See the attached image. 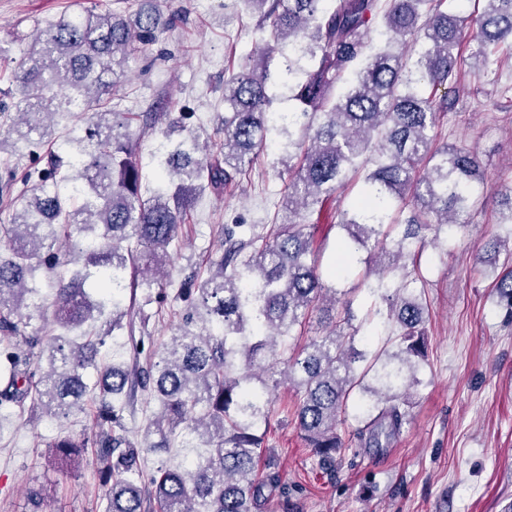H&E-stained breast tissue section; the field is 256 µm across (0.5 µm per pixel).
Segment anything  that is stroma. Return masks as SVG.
I'll return each instance as SVG.
<instances>
[{
	"mask_svg": "<svg viewBox=\"0 0 512 512\" xmlns=\"http://www.w3.org/2000/svg\"><path fill=\"white\" fill-rule=\"evenodd\" d=\"M92 3L104 11L113 0H0V46L19 65L36 29ZM153 3L175 23L130 56L114 102L126 112L160 105L193 113L194 133L219 148L228 48L252 51L264 45L266 34L241 0ZM505 84H512V57L481 79L466 78L435 130L437 144L477 148L485 184L467 227L455 230L446 247L428 246L421 253L428 350L421 383L409 396L408 423L389 448L346 451L331 474L301 435L293 389L281 385L266 450L280 489L269 496L265 512H503L512 503V321H505L497 304V272L482 249L484 237L499 230V192L512 187V101L497 93ZM277 158L275 151L264 152L249 181L202 196L171 254L170 281L179 282L185 268L216 253L225 225L287 222L276 207L284 189ZM361 189V178L351 179L313 215L322 267L334 262L339 249V212ZM152 308L148 332L158 347L176 333L185 304L168 296ZM89 426L82 413L61 420L16 413L0 420V512H101L105 488L93 459L65 467L46 446ZM33 489L40 493L36 504L29 498Z\"/></svg>",
	"mask_w": 512,
	"mask_h": 512,
	"instance_id": "stroma-1",
	"label": "stroma"
}]
</instances>
